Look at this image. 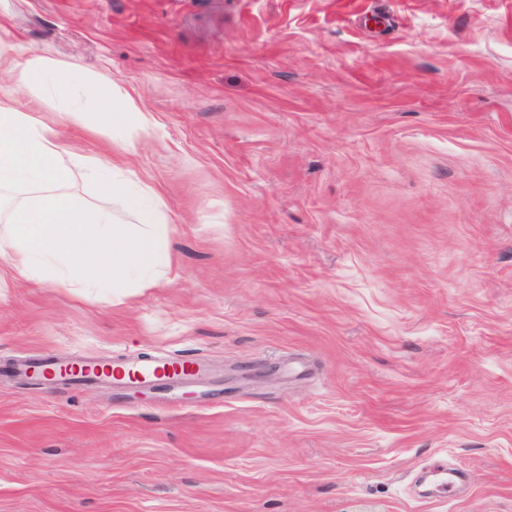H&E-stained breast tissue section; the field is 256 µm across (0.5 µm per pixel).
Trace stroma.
Returning <instances> with one entry per match:
<instances>
[{
    "instance_id": "1",
    "label": "stroma",
    "mask_w": 512,
    "mask_h": 512,
    "mask_svg": "<svg viewBox=\"0 0 512 512\" xmlns=\"http://www.w3.org/2000/svg\"><path fill=\"white\" fill-rule=\"evenodd\" d=\"M0 99L155 192L171 258L89 301L0 261V512H512V0H0ZM145 353L210 371L13 370ZM18 80L39 91L51 93L61 100H70L67 113L72 122L83 119L86 101L96 102L102 110L106 109L107 98L119 89L112 85V79L99 77L90 82L82 92L75 91V82L70 70L61 68L53 59L33 55L26 59L18 72ZM164 365L157 362L140 358H120L119 362L108 371V364H98L86 361L71 363V369L60 372L58 378L70 381L78 378H94L99 380H114L122 382L127 386H138L143 384L159 383L168 381L171 383H183L198 378L205 370L202 359L175 358ZM123 368L126 375L117 380L115 371Z\"/></svg>"
}]
</instances>
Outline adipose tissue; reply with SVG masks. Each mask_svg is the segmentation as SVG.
Returning <instances> with one entry per match:
<instances>
[{
  "label": "adipose tissue",
  "instance_id": "ef3b65f1",
  "mask_svg": "<svg viewBox=\"0 0 512 512\" xmlns=\"http://www.w3.org/2000/svg\"><path fill=\"white\" fill-rule=\"evenodd\" d=\"M18 79L69 101L75 123L83 119L85 102L105 105L113 91L104 77L76 90L70 70L40 55L26 59ZM77 176L93 182L99 195L121 202L135 223H120L107 209L58 193V186ZM45 184L55 185V192L15 205L8 224L0 226V258L19 277L65 291L103 290L157 282L169 267L167 227L159 222L153 195L130 190L111 162L63 150L50 128L0 102V188Z\"/></svg>",
  "mask_w": 512,
  "mask_h": 512
}]
</instances>
